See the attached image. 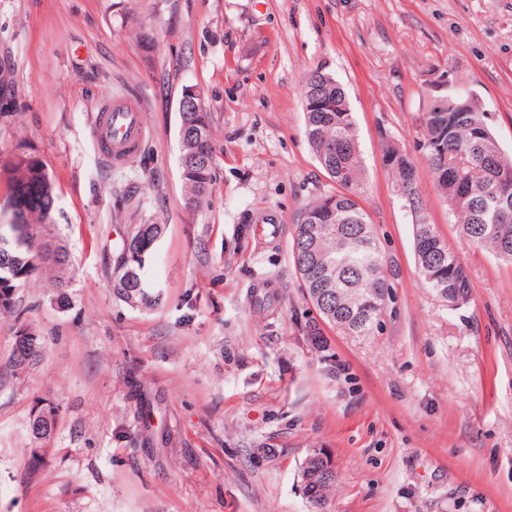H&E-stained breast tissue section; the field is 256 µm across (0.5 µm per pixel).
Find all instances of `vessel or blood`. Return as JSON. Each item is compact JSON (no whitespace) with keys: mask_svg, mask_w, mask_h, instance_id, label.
<instances>
[{"mask_svg":"<svg viewBox=\"0 0 512 512\" xmlns=\"http://www.w3.org/2000/svg\"><path fill=\"white\" fill-rule=\"evenodd\" d=\"M92 131L103 159L114 165L124 164L145 138L139 102L129 97L103 102L92 116Z\"/></svg>","mask_w":512,"mask_h":512,"instance_id":"vessel-or-blood-1","label":"vessel or blood"}]
</instances>
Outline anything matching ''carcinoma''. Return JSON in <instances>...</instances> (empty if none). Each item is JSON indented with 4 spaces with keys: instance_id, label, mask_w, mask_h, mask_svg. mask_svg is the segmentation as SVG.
Returning a JSON list of instances; mask_svg holds the SVG:
<instances>
[{
    "instance_id": "obj_1",
    "label": "carcinoma",
    "mask_w": 512,
    "mask_h": 512,
    "mask_svg": "<svg viewBox=\"0 0 512 512\" xmlns=\"http://www.w3.org/2000/svg\"><path fill=\"white\" fill-rule=\"evenodd\" d=\"M199 97L196 86H184L177 126L181 178L188 205L195 210L210 192L216 161L210 113L200 104H189ZM302 106L306 139L336 190L309 203L294 225L292 256L300 288L322 323L347 336H370L378 328L390 284L386 258L362 205L365 170L352 108L336 78L318 69L306 79ZM417 148L456 218L460 236L512 264V155L501 149L477 92L459 88L441 104L430 101ZM381 152L393 189L413 218L416 265L425 288L448 307L467 304L468 266L428 222L412 157L395 140H382ZM0 184L7 190L0 207V241L9 243V257L0 259V296L44 277L56 288L59 305H68V282L53 273L68 264L67 253L59 249L53 261L39 253L56 207L46 165L21 147L0 155ZM165 229L164 224H137L122 239L114 259L120 276L111 288L131 307L153 309L161 303L162 292L150 281L148 267ZM320 324L308 321L306 333L312 345L324 349ZM30 340L35 350L28 356L12 351L13 371L41 357L40 337ZM300 470L308 474L303 486L307 501L323 507L336 482L330 455L315 450Z\"/></svg>"
}]
</instances>
